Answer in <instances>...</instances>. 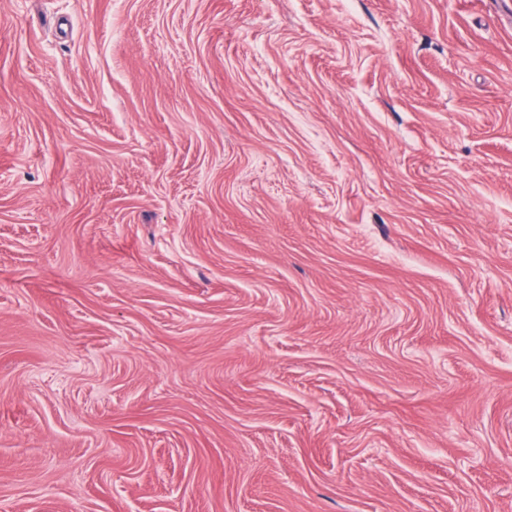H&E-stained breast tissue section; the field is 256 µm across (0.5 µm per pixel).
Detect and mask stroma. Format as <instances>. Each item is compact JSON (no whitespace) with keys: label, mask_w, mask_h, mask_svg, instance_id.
<instances>
[{"label":"stroma","mask_w":512,"mask_h":512,"mask_svg":"<svg viewBox=\"0 0 512 512\" xmlns=\"http://www.w3.org/2000/svg\"><path fill=\"white\" fill-rule=\"evenodd\" d=\"M503 0H0V512H512Z\"/></svg>","instance_id":"1"}]
</instances>
